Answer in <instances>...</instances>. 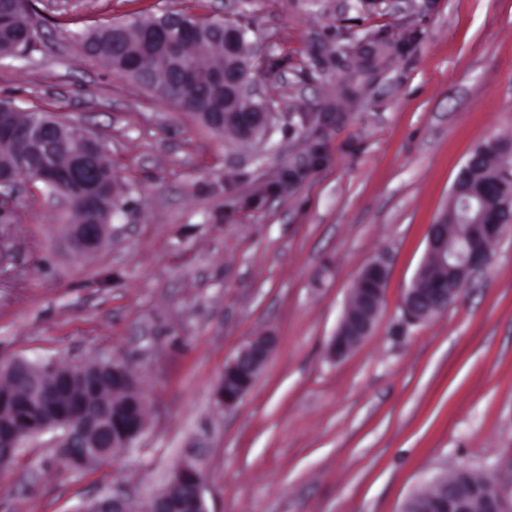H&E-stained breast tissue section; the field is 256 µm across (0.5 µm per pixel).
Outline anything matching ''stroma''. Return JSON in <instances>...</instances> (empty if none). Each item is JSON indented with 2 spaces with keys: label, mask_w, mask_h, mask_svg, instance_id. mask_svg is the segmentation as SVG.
I'll use <instances>...</instances> for the list:
<instances>
[{
  "label": "stroma",
  "mask_w": 512,
  "mask_h": 512,
  "mask_svg": "<svg viewBox=\"0 0 512 512\" xmlns=\"http://www.w3.org/2000/svg\"><path fill=\"white\" fill-rule=\"evenodd\" d=\"M225 0H35V41L0 58V100L98 135L126 205L75 260L68 214L25 186L0 223V359L126 358L147 423L113 462L67 468L52 434L0 473V512L143 501L198 466L209 512H400L461 466L512 494V230L435 317L405 288L479 144L512 141V0H247L274 121L243 145L76 48L132 16L219 17ZM389 277L372 335L328 347L363 269ZM276 348L215 401L251 338ZM275 347V336H256L225 364L224 375L226 372L234 373L239 380L233 390L225 389L221 381L217 389V402L221 407H232L247 395Z\"/></svg>",
  "instance_id": "1"
}]
</instances>
